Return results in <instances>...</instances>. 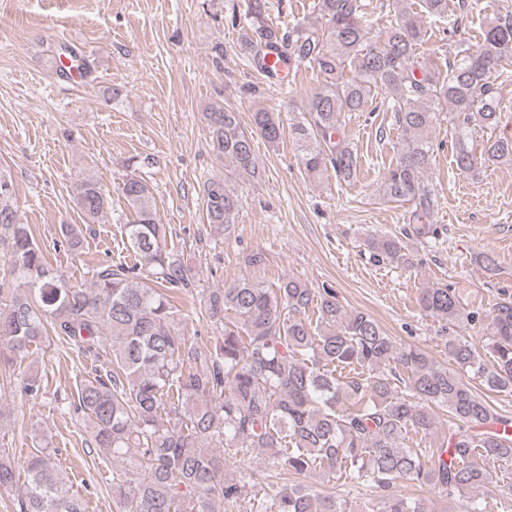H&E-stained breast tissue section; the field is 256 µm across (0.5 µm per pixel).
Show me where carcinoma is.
Returning a JSON list of instances; mask_svg holds the SVG:
<instances>
[{"label":"carcinoma","instance_id":"1","mask_svg":"<svg viewBox=\"0 0 512 512\" xmlns=\"http://www.w3.org/2000/svg\"><path fill=\"white\" fill-rule=\"evenodd\" d=\"M395 21L377 39L360 14L362 0H317L319 26L279 28L269 23L268 0H248L240 51L267 76L276 74L268 55L288 66L310 67L322 76L306 109L288 119L259 109L252 127L219 103L204 112L212 152L231 165L202 185L208 224L228 238L242 207L234 182L255 181L261 171L254 138L278 145L285 131L299 163L311 177L328 169L344 181L357 173L358 157L340 133L342 117L362 112L383 91V111L393 113L403 132L395 162L381 186L390 202L412 205V233L428 238L434 193L425 180L432 162V130L448 114L453 162L474 174L483 165L512 164V136L487 138L481 151L470 145L472 126L493 131L506 105L499 80L512 78V13L485 22L481 42L457 43L441 52L444 68L416 60L425 32L422 13H448V0H422L416 12L407 0H388ZM119 194L134 215L123 225L125 247L136 259L96 269L87 288L56 275L12 204V183L0 176V231L9 234L8 265L16 288L0 287V348L8 367L22 365L43 343L50 324L62 346L94 356L93 378L83 381L74 409L82 413L95 447L122 459L135 477L112 476L119 512H224L255 476L226 477L224 451L265 449L272 464L304 475L317 469L337 475L344 486L378 492V512H431L424 499L394 493L399 480L433 487L455 500L458 512H484L470 493L491 482L484 458L512 463V417L503 414L462 379H481L486 389L512 390V296L485 312L468 311L454 289L421 290L420 310L439 322L489 321L486 366L464 337L445 341L458 369L436 364L416 346H397L362 311H346L330 288L317 290L288 277L275 284L243 275L209 293L205 317L224 331L213 351L198 350L178 329L180 310L171 293L192 286L190 270L166 250L165 225L158 223L149 185L132 175ZM73 201L85 224L112 207L99 182L83 177ZM72 249L83 244V228L61 225ZM374 255L397 266L412 264L403 241L372 235ZM42 378L26 369V394L37 396ZM448 412V438L431 455L404 446L408 432L436 427L434 408ZM171 414L170 428L159 424ZM34 450L18 471L0 448V494L23 485L19 512H84L82 499L54 454L32 436ZM25 481H20V473ZM249 512H346L343 501L303 484L250 499Z\"/></svg>","mask_w":512,"mask_h":512}]
</instances>
